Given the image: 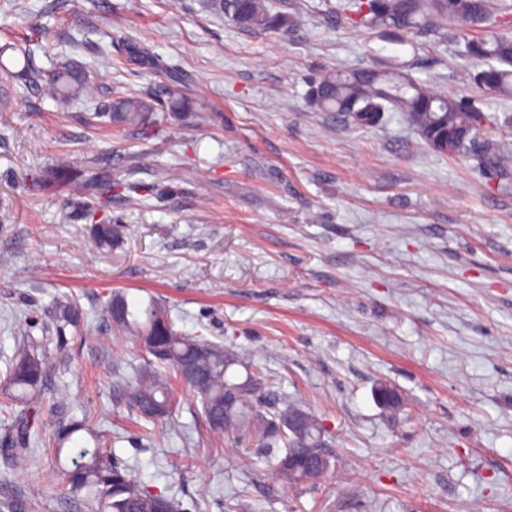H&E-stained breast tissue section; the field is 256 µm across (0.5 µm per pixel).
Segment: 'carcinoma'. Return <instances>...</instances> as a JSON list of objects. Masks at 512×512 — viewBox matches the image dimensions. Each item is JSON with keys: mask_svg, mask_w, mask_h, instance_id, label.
Here are the masks:
<instances>
[{"mask_svg": "<svg viewBox=\"0 0 512 512\" xmlns=\"http://www.w3.org/2000/svg\"><path fill=\"white\" fill-rule=\"evenodd\" d=\"M213 7L247 30L286 32L294 27L290 15L272 12L266 0H213ZM343 9L365 28L404 31L423 38L444 36L450 22L462 32L482 31L480 37H463L461 55L483 64L481 69L464 70V79L488 95L512 97V22L507 14L494 13L489 0H345ZM21 72L26 77V88L44 99L75 100L89 97L96 90L95 82L68 62L47 75L36 69L27 53ZM185 84V75L168 73L160 85L168 94V110L176 118L190 111V101L181 92ZM309 101L321 112H334L360 126H375L385 113L397 112L433 151L475 158L478 167L497 185H507L512 179V154L485 150L477 140L487 127L512 129L511 113H487L483 103L434 90L395 64L332 68L315 78ZM155 103L154 92H128L112 103L110 112L99 116L108 117L117 127L141 128L151 120ZM32 182L43 191L53 185L67 187L69 194L86 206L87 217L97 211L107 212L112 204V196L100 195L95 180L77 177L65 158L33 176ZM128 231L127 224L100 221L90 231V238L95 249L110 250L124 242ZM100 314L114 334L137 338L146 354L152 356L127 385L130 402L140 418L155 423L170 416L175 393L166 370L171 369L182 386L200 398L212 433L255 438L271 451L284 448L272 465L273 479L299 485L325 476L323 472L307 475L288 466V457L298 444L297 436L288 431V420L296 414L304 415L307 441L327 448L329 442L320 419L296 404H288L270 417L262 413L256 406L261 383L238 354L183 334L175 328L168 310L155 300L145 304L116 291L100 305ZM84 325L82 310L62 301L48 330L50 340L63 345L67 343V328L80 333ZM237 366L246 369L242 379L235 376ZM54 370L46 354L26 344L15 349L8 363L5 392L23 406L4 428V438L14 447L12 465H29L35 449L54 443L58 473L90 512H160L164 508L180 512L175 498L144 487L130 468L111 457L104 435L85 422L60 423L53 436L45 434L41 414L67 395L65 388H49ZM68 443L76 450L70 467L61 463V453Z\"/></svg>", "mask_w": 512, "mask_h": 512, "instance_id": "carcinoma-1", "label": "carcinoma"}]
</instances>
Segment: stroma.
Segmentation results:
<instances>
[{"label":"stroma","instance_id":"1","mask_svg":"<svg viewBox=\"0 0 512 512\" xmlns=\"http://www.w3.org/2000/svg\"><path fill=\"white\" fill-rule=\"evenodd\" d=\"M340 2L269 0L295 19L280 35L238 28L207 0H0V45L37 38L38 67L64 55L98 86L93 99H43L17 79V54L0 59V378L71 300L92 332L47 345L70 393L47 423L86 419L186 512H512V193L396 113L358 126L308 99L336 64L390 58L435 90L481 92L460 79L456 39L390 40L349 25ZM167 70L187 74L204 112L181 134L95 124L116 92L155 90ZM61 157L81 177L138 184L107 212L132 228L119 247L92 248L65 191L32 189ZM116 290L242 355L266 414L290 402L319 417L335 454L326 477L273 483L266 448L214 436L183 389L145 435L125 383L148 356L98 313ZM381 381L404 399L397 420L373 398ZM11 454L0 440V512H88L53 453L23 470Z\"/></svg>","mask_w":512,"mask_h":512}]
</instances>
